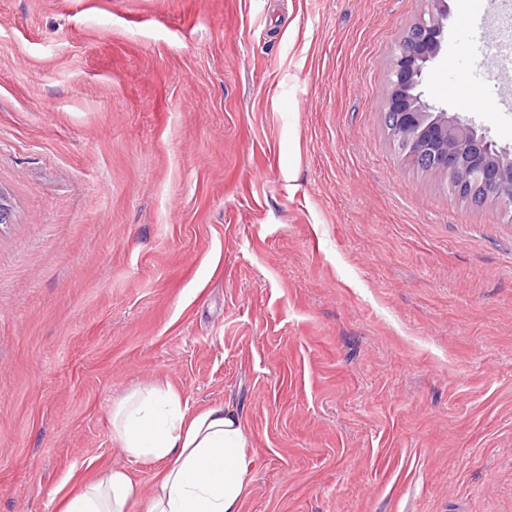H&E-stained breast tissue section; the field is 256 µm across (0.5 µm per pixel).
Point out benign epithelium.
<instances>
[{"mask_svg": "<svg viewBox=\"0 0 512 512\" xmlns=\"http://www.w3.org/2000/svg\"><path fill=\"white\" fill-rule=\"evenodd\" d=\"M430 2L428 17L410 28L391 63L386 96V112L393 116L390 133L412 163L425 164L437 177H455L461 190L474 180L488 199L511 205L512 150L498 147L460 117L426 105L417 92L426 64L440 53L444 33L442 0Z\"/></svg>", "mask_w": 512, "mask_h": 512, "instance_id": "1", "label": "benign epithelium"}]
</instances>
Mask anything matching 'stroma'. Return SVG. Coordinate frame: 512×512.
I'll return each mask as SVG.
<instances>
[{"label":"stroma","instance_id":"35a3bbf8","mask_svg":"<svg viewBox=\"0 0 512 512\" xmlns=\"http://www.w3.org/2000/svg\"><path fill=\"white\" fill-rule=\"evenodd\" d=\"M445 0L423 101L512 148V69ZM428 0H0V512L155 462L171 384L251 438L240 512H512V219L386 129Z\"/></svg>","mask_w":512,"mask_h":512}]
</instances>
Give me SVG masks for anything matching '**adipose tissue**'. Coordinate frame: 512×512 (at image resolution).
<instances>
[{"mask_svg": "<svg viewBox=\"0 0 512 512\" xmlns=\"http://www.w3.org/2000/svg\"><path fill=\"white\" fill-rule=\"evenodd\" d=\"M112 439L132 459L160 462L149 497L122 468L66 495L61 512H239L249 437L225 407L189 411L170 386L138 387L113 401Z\"/></svg>", "mask_w": 512, "mask_h": 512, "instance_id": "obj_1", "label": "adipose tissue"}]
</instances>
